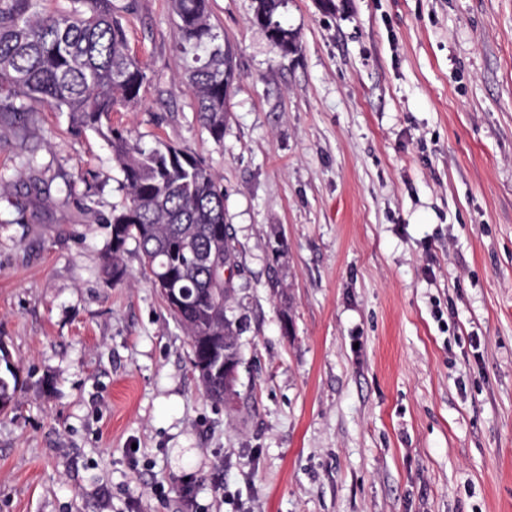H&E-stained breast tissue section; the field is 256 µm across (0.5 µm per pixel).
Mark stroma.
<instances>
[{"mask_svg": "<svg viewBox=\"0 0 512 512\" xmlns=\"http://www.w3.org/2000/svg\"><path fill=\"white\" fill-rule=\"evenodd\" d=\"M255 6L211 0L223 141L168 0L127 18L150 82L112 115L222 180L232 402L205 397L135 243L104 285L125 199L105 140L65 112L0 122V343L24 383L0 512H512V0H288L285 58Z\"/></svg>", "mask_w": 512, "mask_h": 512, "instance_id": "35a3bbf8", "label": "stroma"}]
</instances>
